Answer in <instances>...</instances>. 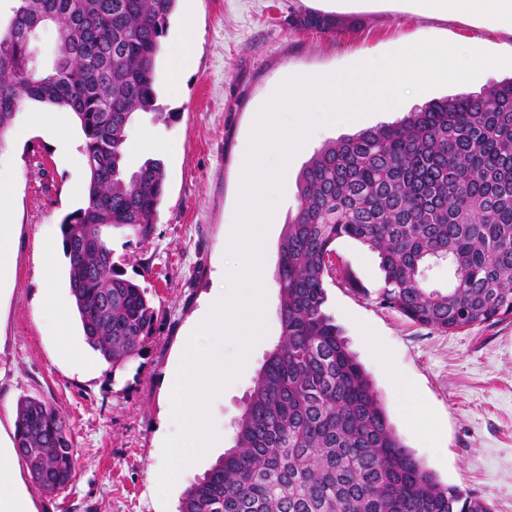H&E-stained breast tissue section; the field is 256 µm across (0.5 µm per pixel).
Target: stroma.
<instances>
[{
  "instance_id": "1",
  "label": "stroma",
  "mask_w": 512,
  "mask_h": 512,
  "mask_svg": "<svg viewBox=\"0 0 512 512\" xmlns=\"http://www.w3.org/2000/svg\"><path fill=\"white\" fill-rule=\"evenodd\" d=\"M193 10L198 38L194 68L181 79L179 97H158V113L142 112L127 141L151 131L175 139L161 154L166 191L155 232L146 243L121 230L112 233L113 259L152 300L159 328L141 358L119 373L92 348L73 364L58 347L40 308L47 280L68 291L67 261L54 254L46 272L43 240L50 225L83 206L87 167H74L52 141L34 131L22 141L7 137L0 168L15 175L13 278L0 288V439L13 442L16 403L41 398L70 424L78 449L77 475L52 496L31 484L21 460L13 476L30 512H178L187 486L203 477L235 444L236 426L256 375L281 338L277 286L266 290V331L247 369L224 389L213 415L224 424V443L194 461L168 497H160L156 466L168 434L166 380L180 343L219 282L227 260L225 239L238 194L237 153L251 136L255 113L280 82L353 66L364 53L381 56L406 37L462 42L465 48L512 56V33L463 17L426 18L396 0H179L161 39L180 35L181 13ZM336 17L333 33L303 31L292 18L307 12ZM512 77V67L480 73L473 81L421 92L402 113L459 92L477 93ZM375 111L346 127H331L296 155L283 177L276 219L266 232L269 270H276L289 215L299 205L297 183L322 144L394 121ZM336 261L357 280L349 288L326 281V311L341 328L349 350L369 373L404 444L442 483L486 500L493 512H512V318L493 326L444 333L412 323L382 307L376 253L352 239L338 240ZM388 353L414 401L426 412L421 428L404 423L402 403L379 362Z\"/></svg>"
}]
</instances>
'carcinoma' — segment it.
Returning a JSON list of instances; mask_svg holds the SVG:
<instances>
[{"label": "carcinoma", "instance_id": "obj_1", "mask_svg": "<svg viewBox=\"0 0 512 512\" xmlns=\"http://www.w3.org/2000/svg\"><path fill=\"white\" fill-rule=\"evenodd\" d=\"M177 0H15L0 30V147L23 100L75 115L89 168L86 205L60 224L85 342L122 371L143 355L158 315L113 261L109 236H152L160 160L129 174L126 129L156 111L161 37ZM62 23L50 65L32 67L35 27ZM330 32L332 16L293 22ZM300 206L279 245L281 341L259 369L235 445L185 490L179 512H492L442 484L393 429L368 372L326 312L343 238L378 254L379 303L444 333L512 317V78L432 100L406 117L324 145L303 169ZM448 261L441 291L425 270ZM14 448L36 490L77 474L71 426L51 404L18 399Z\"/></svg>", "mask_w": 512, "mask_h": 512}]
</instances>
